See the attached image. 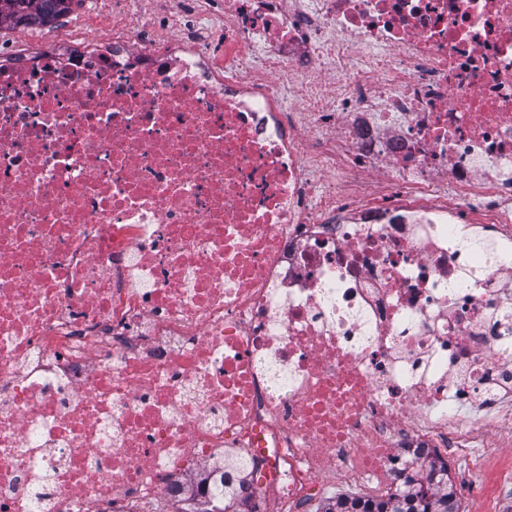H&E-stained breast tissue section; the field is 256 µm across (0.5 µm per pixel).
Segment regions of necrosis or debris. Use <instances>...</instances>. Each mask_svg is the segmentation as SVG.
<instances>
[{
    "mask_svg": "<svg viewBox=\"0 0 512 512\" xmlns=\"http://www.w3.org/2000/svg\"><path fill=\"white\" fill-rule=\"evenodd\" d=\"M174 10L0 50V512L511 443L512 0Z\"/></svg>",
    "mask_w": 512,
    "mask_h": 512,
    "instance_id": "necrosis-or-debris-1",
    "label": "necrosis or debris"
}]
</instances>
